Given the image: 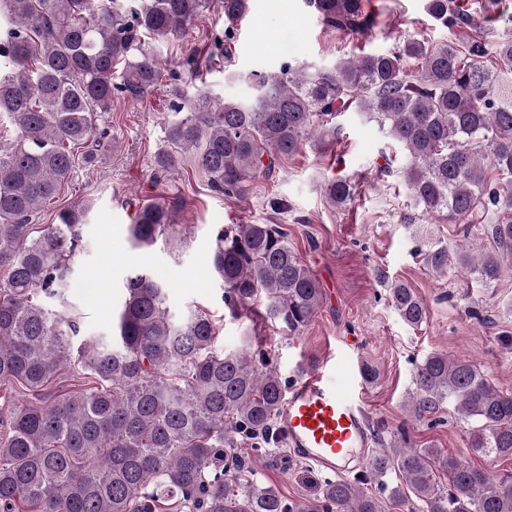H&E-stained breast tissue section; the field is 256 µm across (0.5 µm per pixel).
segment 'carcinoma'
<instances>
[{"instance_id": "obj_1", "label": "carcinoma", "mask_w": 512, "mask_h": 512, "mask_svg": "<svg viewBox=\"0 0 512 512\" xmlns=\"http://www.w3.org/2000/svg\"><path fill=\"white\" fill-rule=\"evenodd\" d=\"M308 3L338 32L363 35L377 24L365 0ZM215 6L224 8V34L210 44L217 52L234 38L249 0H135L128 8L116 0H0V120L16 130L0 144V399L24 390L0 433V512H512L511 477L414 448L404 431L365 473L326 482L313 500L290 502L262 485L236 448L243 436L274 443L286 393L278 371L253 359L256 337L224 351L207 312L176 317L163 285L143 270L126 279L112 337L82 334L69 296L89 204L59 211L54 224L33 220L76 166L110 144L98 113L112 111L115 98L161 88L173 118L153 156L156 179L188 158L213 191L243 199L304 143L335 145V119L355 111L405 151L398 174L422 212L450 224L499 215L484 228L497 252L457 244L465 274L490 286L512 261L511 39L492 52L485 25L453 0H424L440 26L469 28L466 42L433 47L412 38L397 52L363 53L325 71L285 62L277 72H231L252 84L253 98L221 100L196 84L204 49H189L181 76L160 56ZM355 191L347 178L325 186L339 207ZM183 205L180 195L140 202L131 244L177 239ZM422 255L432 272L448 269V247L429 245ZM210 262L233 319L261 299L255 315L295 332L322 301L318 279L275 224L218 227ZM384 285L402 321L421 326L428 307L414 289L398 279ZM71 368L86 387L46 393ZM412 383L415 413L452 402L478 423L474 452L512 458V391L473 361L432 353L415 364Z\"/></svg>"}]
</instances>
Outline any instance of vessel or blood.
Returning <instances> with one entry per match:
<instances>
[{
  "mask_svg": "<svg viewBox=\"0 0 512 512\" xmlns=\"http://www.w3.org/2000/svg\"><path fill=\"white\" fill-rule=\"evenodd\" d=\"M278 429L298 458L326 472H349L368 461L374 439L354 396L315 371L296 380L278 414Z\"/></svg>",
  "mask_w": 512,
  "mask_h": 512,
  "instance_id": "vessel-or-blood-1",
  "label": "vessel or blood"
}]
</instances>
